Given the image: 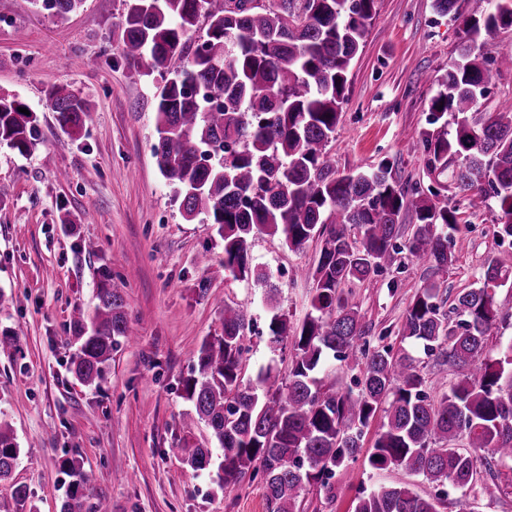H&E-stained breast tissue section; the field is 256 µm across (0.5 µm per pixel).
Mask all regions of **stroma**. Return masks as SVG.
<instances>
[{"label":"stroma","instance_id":"35a3bbf8","mask_svg":"<svg viewBox=\"0 0 512 512\" xmlns=\"http://www.w3.org/2000/svg\"><path fill=\"white\" fill-rule=\"evenodd\" d=\"M464 0L462 18L438 13L434 0H377L363 48L351 65L349 95L328 149L341 172L367 171L383 157L401 182L441 184L455 208V262L432 274L408 253L396 254L379 276L351 285L374 333L396 331L416 291L437 282L445 302L479 285L485 262L512 264V239L496 235L493 200L455 188L451 171L429 173L421 146L432 123L437 80L457 56L464 16L488 9ZM122 0H83L59 17L41 7L0 0V95L24 103L39 119V144L27 155L0 146V332L15 349L0 354V421L21 449L13 478L0 482V512H16L13 485L30 492L29 512H60L62 460L93 470L98 481L86 506L110 512H268L261 479L223 492L206 471L184 462L188 446H212L208 428L182 396L202 342L221 335L225 304L243 310L245 375L274 365L287 371L269 342L274 314L299 328L310 311L313 241L290 250L281 235L249 241L261 280L242 281L224 269V242L206 216L186 220L176 185L160 172L156 101L164 84L119 52ZM64 86L89 107L74 136L47 108ZM93 243V252L83 243ZM122 284L135 338L113 352L105 377L87 386L69 371L73 323L91 312L101 270ZM383 421L375 416L365 447L337 474L329 502L316 491L299 512H354L358 497L382 484L408 482L423 494L433 484L403 470L373 469L369 445ZM502 495L449 492L441 512H512V468L502 467Z\"/></svg>","mask_w":512,"mask_h":512}]
</instances>
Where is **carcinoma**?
Returning a JSON list of instances; mask_svg holds the SVG:
<instances>
[{
  "label": "carcinoma",
  "instance_id": "1",
  "mask_svg": "<svg viewBox=\"0 0 512 512\" xmlns=\"http://www.w3.org/2000/svg\"><path fill=\"white\" fill-rule=\"evenodd\" d=\"M121 55L149 75L185 57L165 79L156 104L153 153L165 178L180 189L185 218L204 214L224 240V269L240 279L262 278L252 267L248 241L257 231L280 232L291 250L320 241L311 279V310L300 330L273 315L270 343L292 347L288 374L268 365L243 381L246 321L224 306L223 333L205 341L196 368L183 382V397L211 431L216 447L188 449L194 471L216 469L218 485L232 489L246 476H262L271 512H296L314 484L336 498L335 469L356 459L364 429L375 414L385 421L369 464L403 469L438 486L493 499L500 492L492 463H512V343L495 349L489 336L512 317L496 305V289L512 270L491 260L480 286L458 293L457 320L441 310L439 288L429 283L410 300L398 329L400 341L423 346L463 372L435 399L407 352L373 341L345 286L380 275L405 249L437 273L452 265L448 234L456 212L439 201L442 188L401 186L395 162L342 175L328 145L347 101L348 73L364 46L377 0H122ZM82 0H43L57 16ZM207 30L193 54L187 43L200 20ZM512 28V0L464 20L457 59L438 79L434 120L452 115V129L425 133L426 166L455 165V188L477 191L500 208L498 234L512 238V105L481 122L473 114L486 92L489 64L512 66V55L488 48ZM0 96V144L26 155L38 144L37 117ZM48 109L71 134L84 126L86 103L64 87L53 90ZM414 208L419 224L400 242V217ZM361 232L350 239L348 228ZM90 322L74 323L77 350L69 370L86 386L98 385L122 339H129L125 303L103 271ZM363 364L358 392L326 381L328 358ZM466 441L459 448L456 442ZM490 455L489 477L479 479L475 453ZM20 448L0 426V481L11 477ZM70 477L60 512H82L95 475L64 460ZM447 492L423 497L407 483L382 484L358 499L354 512H440Z\"/></svg>",
  "mask_w": 512,
  "mask_h": 512
}]
</instances>
